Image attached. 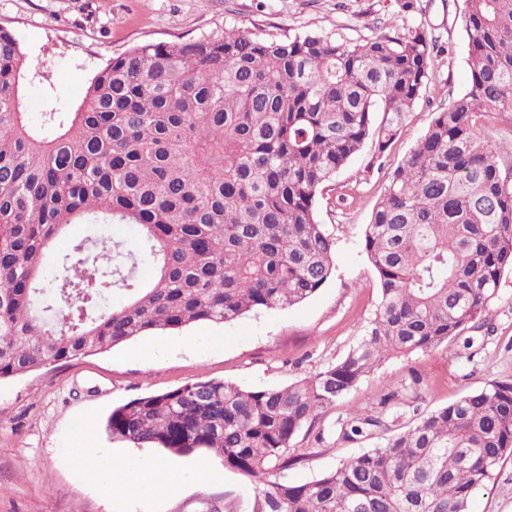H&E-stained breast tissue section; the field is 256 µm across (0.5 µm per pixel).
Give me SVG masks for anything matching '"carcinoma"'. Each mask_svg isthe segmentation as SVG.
<instances>
[{
  "label": "carcinoma",
  "instance_id": "obj_1",
  "mask_svg": "<svg viewBox=\"0 0 512 512\" xmlns=\"http://www.w3.org/2000/svg\"><path fill=\"white\" fill-rule=\"evenodd\" d=\"M470 78L392 171L364 233L380 302L339 362L285 388L201 380L112 409L108 435L176 456L215 453L261 484L251 512H470L512 456V381H494L395 433L364 408L328 434L380 443L304 483L297 434L389 355L490 326L512 270V0H464ZM420 28L357 43L228 29L109 59L82 101L31 124L48 80L0 29V380L150 332L292 307L334 273L318 194L372 138L385 153L431 82ZM132 224L137 240L57 241L73 224ZM148 262L153 276L137 279ZM128 293L115 308L112 291ZM322 431L315 440L324 439Z\"/></svg>",
  "mask_w": 512,
  "mask_h": 512
}]
</instances>
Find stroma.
<instances>
[{"label": "stroma", "instance_id": "stroma-1", "mask_svg": "<svg viewBox=\"0 0 512 512\" xmlns=\"http://www.w3.org/2000/svg\"><path fill=\"white\" fill-rule=\"evenodd\" d=\"M0 0V28L10 31L33 61L47 65L49 85L27 87L32 120L78 103L91 78L112 56L143 43L193 40L229 28L270 38L316 32L357 42L397 28L426 31L438 51L431 82L405 118L384 155L365 143L336 176L334 190L317 199V215L334 238L335 273L301 304L252 312L226 324L201 322L171 333H149L110 351L49 365L0 381V512H251L255 489L209 453L169 457L160 482L181 481L177 493L129 489L113 494L83 467L76 431L87 426L88 447L102 465L124 455L141 462L160 458L155 448L110 440L105 420L112 408L161 394L203 378L243 388H284L335 364L365 335L379 305L377 280L364 252V230L388 177L429 125L432 114L467 86L468 46L463 0ZM345 202H338V194ZM491 334L473 331L432 351L383 361L351 392L320 415L328 428L355 410L378 406L386 390L413 387L401 405V429L418 415L446 406L492 381L512 380V270L489 306ZM377 436L353 441L328 436L286 473L306 482L340 460L375 447ZM211 477L187 480L197 461ZM471 512H512V459L477 492Z\"/></svg>", "mask_w": 512, "mask_h": 512}]
</instances>
